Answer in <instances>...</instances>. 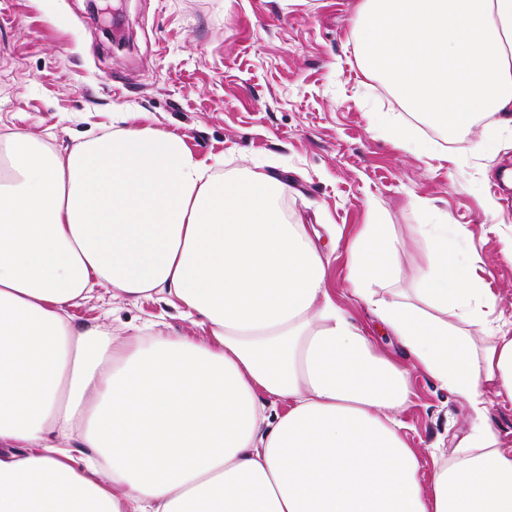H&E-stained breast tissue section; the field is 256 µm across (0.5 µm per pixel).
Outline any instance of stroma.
I'll list each match as a JSON object with an SVG mask.
<instances>
[{"mask_svg": "<svg viewBox=\"0 0 512 512\" xmlns=\"http://www.w3.org/2000/svg\"><path fill=\"white\" fill-rule=\"evenodd\" d=\"M364 0H112L130 37L113 46L86 0H0V138L34 133L57 151L97 136L112 115L183 137L225 176L264 164L288 184L286 220L335 225L317 244L337 304L351 298V247L362 225L388 224L405 241L390 288L414 287V225H463L462 252L499 299L492 329L512 328V125L479 119L453 133L413 112L368 69L357 40ZM408 133L400 144L396 130ZM118 340L149 322L201 337L173 306L101 289L72 307ZM423 474L470 427L465 401L420 370L399 415Z\"/></svg>", "mask_w": 512, "mask_h": 512, "instance_id": "1", "label": "stroma"}]
</instances>
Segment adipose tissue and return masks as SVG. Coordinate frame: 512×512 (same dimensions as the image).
<instances>
[{
  "mask_svg": "<svg viewBox=\"0 0 512 512\" xmlns=\"http://www.w3.org/2000/svg\"><path fill=\"white\" fill-rule=\"evenodd\" d=\"M368 65L451 130L512 123V0H365ZM126 116L59 153L14 134L0 158V512H512V335L478 341L498 305L418 224L410 294L378 296L402 243L364 225L353 295L395 336L382 355L332 298L324 257L276 200L174 134ZM178 303L210 340L136 337L67 309L98 288ZM462 398L471 426L422 478L397 416L410 367ZM490 418L501 438L512 442V405L507 402L495 403L490 410Z\"/></svg>",
  "mask_w": 512,
  "mask_h": 512,
  "instance_id": "adipose-tissue-1",
  "label": "adipose tissue"
}]
</instances>
